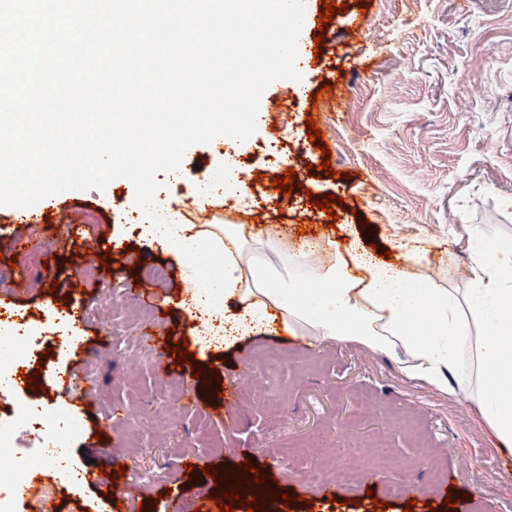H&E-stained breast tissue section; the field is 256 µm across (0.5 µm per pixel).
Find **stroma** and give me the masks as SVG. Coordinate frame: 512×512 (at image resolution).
I'll return each mask as SVG.
<instances>
[{"label": "stroma", "instance_id": "1", "mask_svg": "<svg viewBox=\"0 0 512 512\" xmlns=\"http://www.w3.org/2000/svg\"><path fill=\"white\" fill-rule=\"evenodd\" d=\"M327 25L334 46L307 62L301 80L280 79L263 93L255 132L233 141L249 205L222 196L187 206L194 186L224 167L223 137L187 148L178 176L157 173L169 214L181 224H243L262 213L252 232L277 268L292 264L301 231L324 244L322 263L344 256L352 238L391 252L393 264L433 279L441 288H466L473 238L512 239V0H345ZM361 26L344 32L350 18ZM337 87L340 104L323 85ZM317 123L328 153L317 150L307 120ZM330 160L332 175L316 168ZM297 171L299 189L276 190L269 178ZM338 197L331 212L315 198ZM133 184L114 179L104 189L68 191L59 204L80 234L54 241L49 252L0 255V292L10 288L13 264L25 265L33 285L9 325L39 326L48 306H63L67 281L81 269L86 320L68 351H50V368L72 363L91 409L83 435L67 440L70 468L139 466L128 512H167L169 493L186 512L223 496L224 479L204 475L212 460L226 472L253 464L276 494L296 500L283 512H512V455L496 448L475 404L456 388L437 390L409 379L403 354L353 343L313 346L278 331L201 348L186 312L181 258L149 233L146 218L127 219ZM335 221H328V214ZM107 241L105 262L80 263L83 249ZM421 252L405 259L402 245ZM161 269L156 297H134L145 268ZM155 328L187 340L192 363L168 358L159 372L153 349L121 328ZM99 339L92 353L84 340ZM194 396H186L187 385ZM237 391L232 418L218 415L224 390ZM103 428V447L85 445ZM386 449L373 478H333L320 494L310 472L332 474L343 458L337 441ZM43 492L63 512H108L102 492L69 491L44 467Z\"/></svg>", "mask_w": 512, "mask_h": 512}]
</instances>
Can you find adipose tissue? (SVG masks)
<instances>
[{"instance_id": "adipose-tissue-1", "label": "adipose tissue", "mask_w": 512, "mask_h": 512, "mask_svg": "<svg viewBox=\"0 0 512 512\" xmlns=\"http://www.w3.org/2000/svg\"><path fill=\"white\" fill-rule=\"evenodd\" d=\"M151 235L185 259L193 318L224 323V338L280 325L311 344L351 342L403 351L404 373L444 391L471 362L465 390L494 444L512 454V244L485 238L472 248L465 292L375 259L360 245L303 278L260 258L242 260V230L228 224H153ZM238 312L224 314L227 301ZM483 335L475 337L473 324Z\"/></svg>"}]
</instances>
